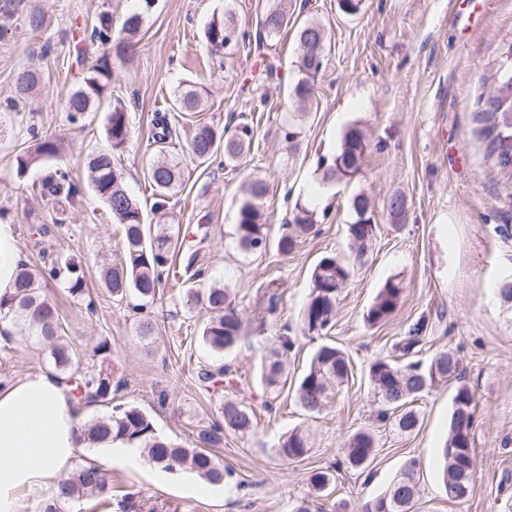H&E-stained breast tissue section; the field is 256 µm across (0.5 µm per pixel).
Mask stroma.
<instances>
[{
  "mask_svg": "<svg viewBox=\"0 0 512 512\" xmlns=\"http://www.w3.org/2000/svg\"><path fill=\"white\" fill-rule=\"evenodd\" d=\"M305 2L306 15L324 22L329 36L315 78L314 109L302 120L289 96L299 77L292 29L260 48L240 42L222 57L211 52L203 35L208 22L229 12L239 25L255 29L275 0H20V10L36 7L46 14L45 27L32 32L17 26L0 34V102L11 96L18 70L36 66L44 72L22 112L0 114V218L12 229L14 257L38 267L47 251L81 268L88 296L72 297L53 281L42 288L78 345L89 349L108 342V359L89 356L86 365L105 366L125 381L118 401L148 413L159 435L190 444L216 418L224 398L262 395L255 381L261 348L281 329L297 338L286 369L289 379L299 378L317 347L299 327L311 271L324 255L348 257L346 225L354 195L369 197L379 226L367 263L337 299L329 333L350 356L355 378L321 415H305L289 390H280L275 411L260 414L254 432L225 433L216 455L233 476L224 484L189 494L175 489L160 467L117 460L107 473L111 498L84 500L81 512H123L126 493L139 512H291L308 497L312 471L336 464L346 438L361 428L376 435L375 458L362 473L338 470L329 504L358 512L412 457L421 469L414 512H512V313L496 291L498 282L512 277V191L497 182L473 136L477 80L499 42L512 37V0H363L354 16L342 13L338 0ZM136 11L144 18L139 43L130 62L111 59V96L85 124H70L65 101L105 52L90 38L98 17L111 16L117 27ZM265 58L278 66L279 81L260 79ZM187 80L208 89L204 111L173 109ZM118 101L128 112L129 139L115 151L114 162L127 191L147 208L149 222L161 219L208 233L192 271L160 289L149 313L158 333L151 344L137 336L127 302L113 300L98 282L100 267L119 255L122 236L90 187L87 159L107 148L104 127ZM159 114L173 130L167 155L183 168L162 218L150 211L154 198L147 177L157 155L152 130ZM241 121L253 126L254 140L237 166L200 165L189 157L188 142L199 125L225 129ZM297 122L301 141L294 151L283 129ZM352 125L365 133L364 164L352 179L325 181L319 161L336 153ZM38 138L56 142L59 154L18 173L17 155ZM57 167L78 186L74 201L38 195L41 178ZM249 175L268 185L262 208L270 241H277L300 203L315 211L318 234L302 239L287 256L273 248L241 251L229 231ZM396 191L408 203L397 227L383 210ZM392 277L404 288L401 304L387 322L368 325L365 315ZM273 279L283 299L269 314ZM216 282L231 288L249 345L228 359L238 373L235 383L209 392L197 379L199 366L215 361L200 341L207 312L186 291ZM421 319L427 323L424 356L456 350L474 393L476 484L461 503L449 502L445 494L439 455L454 385L439 386L417 401L420 423L409 436L381 426L368 395L369 362L392 354ZM42 365L39 351L17 328L0 330V382ZM295 428L307 430L312 450L303 460L286 461L274 448Z\"/></svg>",
  "mask_w": 512,
  "mask_h": 512,
  "instance_id": "obj_1",
  "label": "stroma"
}]
</instances>
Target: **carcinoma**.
Returning <instances> with one entry per match:
<instances>
[{"label":"carcinoma","instance_id":"obj_1","mask_svg":"<svg viewBox=\"0 0 512 512\" xmlns=\"http://www.w3.org/2000/svg\"><path fill=\"white\" fill-rule=\"evenodd\" d=\"M20 18L32 30H40L46 23L40 10L31 9L21 17L16 0H0V32L11 28ZM286 25L287 6L280 2L269 7L260 19L257 46L263 47V36L278 34ZM294 25L298 44L296 67L301 77L293 85L290 95L300 114L304 115L311 110L315 97L311 78L320 71L313 65V50L325 56L327 42L324 25L320 22L297 18ZM141 27L142 16L137 13L127 16L117 30L112 27V18L103 15L93 27V36L101 44L111 45L115 56L123 59L132 50ZM232 27L234 17L231 15L208 24L205 38L212 50L217 53L224 50V36ZM111 79L110 64L104 56L84 78V85L68 97L65 104L67 121L76 124L86 113L94 111L96 104L105 98ZM13 83L16 98L12 108L17 111L23 100L40 85L41 73L23 69L15 74ZM479 87L474 135L485 145L486 161L498 181L512 187V39L501 44L496 57L480 74ZM205 95V88L188 84L178 93L175 106L182 112H195L201 107ZM105 133L111 150L121 149L127 143L129 123L123 105H115L109 111ZM171 137L168 123L162 118L157 119L154 143L159 147V156L148 168V178L155 189V211L166 209L167 199L181 177L179 163L165 155V144ZM253 137L254 129L248 123L239 125L230 137L210 126H201L190 140L189 154L201 164L222 157L224 164L232 165L249 150ZM111 150L91 154L88 162L93 189L121 225L123 234L122 252L119 258L102 267L100 280L114 298L121 301L130 296L137 298L136 309L143 311L153 304L163 274L173 269L177 256H183L190 267L197 257V250L187 243L181 231H173L170 225L146 221L141 202L122 185V176L112 160ZM365 150L363 132L356 126L347 129L336 154L320 161L323 179L330 181L356 175L363 165ZM58 151V145L52 140L37 142L16 157L17 169L23 172L45 158L56 156ZM41 187L58 199L71 200L79 193L69 174L61 168L47 174ZM267 191V184L259 179L244 185V196L237 208L231 236L245 252L260 253L267 248V224L261 209V200ZM405 207L404 196L397 193L384 205L396 221L404 214ZM378 230L368 197L362 193L354 195L350 202V221L346 224L351 257L346 260L328 254L314 267L301 315L304 334L325 336L332 328L339 293L355 271L365 264V255L376 241ZM317 232L314 210L305 204H296L294 223L287 225L286 232L277 241L278 253L283 256L293 253L299 239ZM47 277L66 285L73 297L80 298L87 293L83 272L68 260L57 258L47 269L20 263L12 287L0 293V315L17 325L30 344L44 351L45 364L62 379L76 385L77 394L87 397V401L94 405L107 408L104 415L84 426V436L89 444L95 446L108 439L125 441L140 449L150 462L166 470L185 468L211 484L224 483L230 473L224 470L212 448L221 444L226 431L247 433L253 429L256 416L253 404L243 400L222 402L217 410V420L198 431L192 448L159 436L152 419L141 408L129 403H114V393L122 389V384L113 380L112 373L102 367L88 369L81 366L85 351L64 335L58 308L42 293L41 281ZM403 292L401 282L394 278L387 280L367 312V322L377 325L387 321L397 310ZM203 301L211 313L202 330L203 344L222 358L246 344L243 321L232 305L230 289L215 283L206 289ZM425 330V322L414 324L408 335L394 344L398 357L375 358L369 363L365 375L377 420L403 435L414 433L419 426L420 414L414 407L419 398L442 383L456 384L448 437L441 448L445 493L448 501L456 503L468 495L476 469L474 395L461 383L459 358L455 351L438 350L427 360L417 357ZM294 346L295 340L288 335L275 337L260 364L259 383L270 392L291 384L295 400L306 415H319L353 378L350 360L335 344L324 343L313 353L300 379L290 383L284 372V358ZM230 373L228 364L217 368L208 364L199 368L197 378L209 389ZM376 448L375 435L360 429L347 438L342 453L350 467L363 471L373 460ZM310 450V436L301 429L281 437L275 448L277 455L287 460H302ZM419 479L418 462L413 458L406 460L387 489L365 502L361 512H411ZM333 481L335 475L329 468L317 470L309 477L312 491L318 496ZM110 494L111 486L105 474L95 465L80 464L60 480L49 498L40 503L39 512H60L63 505L74 506L86 499L106 498Z\"/></svg>","mask_w":512,"mask_h":512}]
</instances>
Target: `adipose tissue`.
Segmentation results:
<instances>
[{"label": "adipose tissue", "instance_id": "adipose-tissue-1", "mask_svg": "<svg viewBox=\"0 0 512 512\" xmlns=\"http://www.w3.org/2000/svg\"><path fill=\"white\" fill-rule=\"evenodd\" d=\"M88 403L41 368L0 387V512H28L30 498L54 490L85 447Z\"/></svg>", "mask_w": 512, "mask_h": 512}]
</instances>
